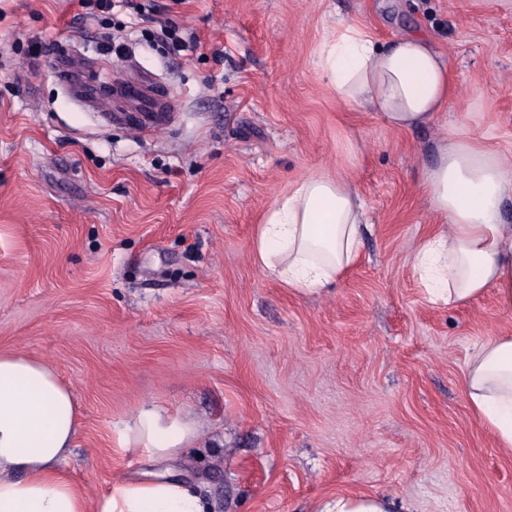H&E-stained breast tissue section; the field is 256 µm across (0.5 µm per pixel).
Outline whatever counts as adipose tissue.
<instances>
[{
    "label": "adipose tissue",
    "mask_w": 512,
    "mask_h": 512,
    "mask_svg": "<svg viewBox=\"0 0 512 512\" xmlns=\"http://www.w3.org/2000/svg\"><path fill=\"white\" fill-rule=\"evenodd\" d=\"M319 64L337 100L380 113L397 130L433 123L454 92L445 56L427 37L407 33L378 46L362 26L337 25ZM421 186L448 229L415 252L430 301L456 306L493 291L512 314V157L480 141L441 138ZM364 201L344 178L310 175L278 200L258 225L256 263L287 287L317 292L356 261ZM465 393L477 420L512 449V336L493 338L471 357ZM80 426L68 384L47 362L22 351L0 354V512H209L199 494L163 474L112 478L86 499L62 466ZM192 426L153 406L127 419L125 442L164 459L193 436Z\"/></svg>",
    "instance_id": "obj_1"
}]
</instances>
